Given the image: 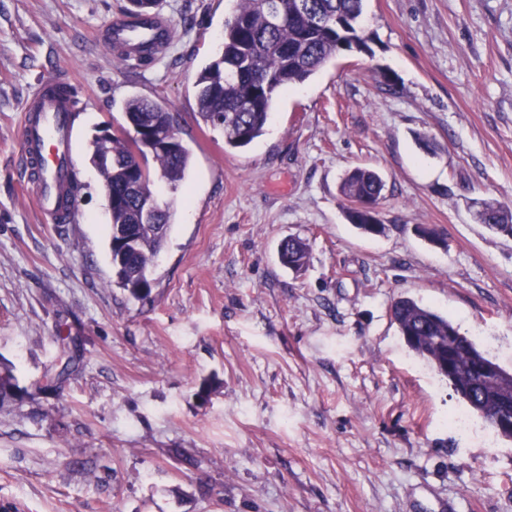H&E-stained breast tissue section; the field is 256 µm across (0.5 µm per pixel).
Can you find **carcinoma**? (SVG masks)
<instances>
[{
	"mask_svg": "<svg viewBox=\"0 0 512 512\" xmlns=\"http://www.w3.org/2000/svg\"><path fill=\"white\" fill-rule=\"evenodd\" d=\"M364 0H237V9L224 24L221 55L197 74V124L224 134V147L248 146L265 130L279 93L302 84L344 51L367 48L356 27L363 13ZM127 125L112 129V137L93 136L88 145L89 161L103 188L112 191L109 210V245L115 283L136 300L149 298L151 273L166 236L158 237L145 229L128 249L121 240L126 231L143 223L144 207L154 205L155 220L169 230L172 213L159 202L157 179L172 187L184 181L192 162V152L184 140L169 149L142 147L131 134L130 124L147 126L155 136H167L179 126L167 105L138 96L123 106ZM384 183L372 169L354 167L340 185L348 202L346 216L361 233L372 234L369 224L379 219L365 204H379ZM485 224L492 230L512 236V209L486 203ZM280 255L284 265L296 269L307 263L303 241H283ZM391 317L407 348L445 377L448 358L446 340L453 334V354L457 364L455 395L474 413L489 421L503 409L497 398L512 393V371L480 350L475 342L448 318L416 301L405 298L394 302ZM484 363L496 369V376L481 386L470 385V370ZM22 394L13 371L0 370V402Z\"/></svg>",
	"mask_w": 512,
	"mask_h": 512,
	"instance_id": "cac0c4a2",
	"label": "carcinoma"
}]
</instances>
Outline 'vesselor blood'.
Returning a JSON list of instances; mask_svg holds the SVG:
<instances>
[{
  "instance_id": "1",
  "label": "vessel or blood",
  "mask_w": 512,
  "mask_h": 512,
  "mask_svg": "<svg viewBox=\"0 0 512 512\" xmlns=\"http://www.w3.org/2000/svg\"><path fill=\"white\" fill-rule=\"evenodd\" d=\"M117 58L141 67L152 65L171 44L173 23L159 11H145L110 19L100 31ZM68 76L39 82L23 115L22 158L36 189V207L50 224L72 222L75 211L64 202L74 179L75 136L71 114L81 106Z\"/></svg>"
}]
</instances>
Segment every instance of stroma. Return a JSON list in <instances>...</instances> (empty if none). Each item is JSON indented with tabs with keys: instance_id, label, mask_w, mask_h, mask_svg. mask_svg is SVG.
<instances>
[{
	"instance_id": "35a3bbf8",
	"label": "stroma",
	"mask_w": 512,
	"mask_h": 512,
	"mask_svg": "<svg viewBox=\"0 0 512 512\" xmlns=\"http://www.w3.org/2000/svg\"><path fill=\"white\" fill-rule=\"evenodd\" d=\"M130 7L0 0V367L23 390L0 403V512H512V441L452 425L465 405L391 318L412 298L512 369V237L477 221L512 207V0H365L369 52L281 93L240 149L197 124L194 88L236 0H158L174 37L147 69L96 37ZM60 72L82 91L79 192L74 222L47 224L20 122ZM134 95L178 112L193 154L157 186L174 220L144 301L113 281L86 160ZM356 166L385 182L381 234L346 217ZM280 255L284 265H291L295 269H302L307 263V250L303 241L297 238H288L283 241Z\"/></svg>"
}]
</instances>
